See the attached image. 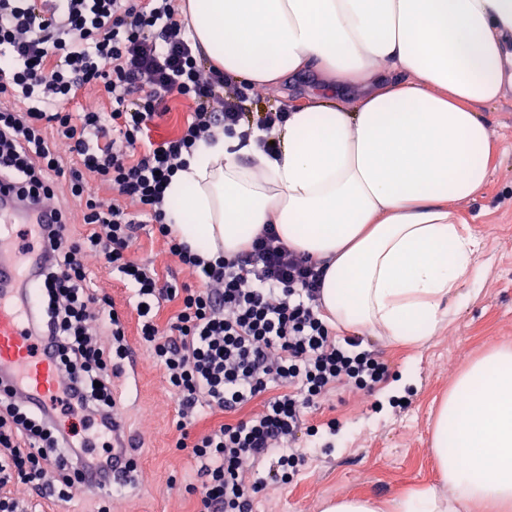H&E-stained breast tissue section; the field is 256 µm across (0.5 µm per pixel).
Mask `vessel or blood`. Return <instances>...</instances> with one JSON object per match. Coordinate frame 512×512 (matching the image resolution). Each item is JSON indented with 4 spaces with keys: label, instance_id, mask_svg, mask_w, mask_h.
Listing matches in <instances>:
<instances>
[{
    "label": "vessel or blood",
    "instance_id": "1",
    "mask_svg": "<svg viewBox=\"0 0 512 512\" xmlns=\"http://www.w3.org/2000/svg\"><path fill=\"white\" fill-rule=\"evenodd\" d=\"M50 208L24 207L15 202L8 183L0 182V384L32 408H39L56 388V375L28 332V313L12 299L26 267L36 264L41 252L29 239L14 237L18 224H49Z\"/></svg>",
    "mask_w": 512,
    "mask_h": 512
}]
</instances>
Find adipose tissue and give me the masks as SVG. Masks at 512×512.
<instances>
[{
	"label": "adipose tissue",
	"mask_w": 512,
	"mask_h": 512,
	"mask_svg": "<svg viewBox=\"0 0 512 512\" xmlns=\"http://www.w3.org/2000/svg\"><path fill=\"white\" fill-rule=\"evenodd\" d=\"M207 64L252 90L308 75L307 98L268 154L217 132L166 190L167 219L206 256L264 225L324 264L330 322L420 344L452 315L477 242L458 203L477 200L495 145L480 108L512 91V0H183ZM441 484L323 512H512V346L457 376L432 439Z\"/></svg>",
	"instance_id": "1"
}]
</instances>
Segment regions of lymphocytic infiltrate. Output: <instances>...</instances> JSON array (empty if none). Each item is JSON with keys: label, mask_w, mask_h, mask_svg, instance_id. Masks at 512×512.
I'll list each match as a JSON object with an SVG mask.
<instances>
[{"label": "lymphocytic infiltrate", "mask_w": 512, "mask_h": 512, "mask_svg": "<svg viewBox=\"0 0 512 512\" xmlns=\"http://www.w3.org/2000/svg\"><path fill=\"white\" fill-rule=\"evenodd\" d=\"M91 87L109 110L71 111ZM249 93L197 56L176 0H0V180L54 211L39 227L43 260L17 300L34 301L31 334L59 381L38 411L0 398V512L70 501L84 469L111 475L114 388L129 348L125 316L99 293L90 260L133 294L141 342L176 402V446L198 465L199 512H254L268 485L304 465L295 441L308 409L338 387L368 392L387 377L360 338H336L319 310L320 266L281 242L273 225L247 250L208 258L166 220L167 186L200 142L287 121L284 111L253 116ZM174 98L189 111L186 123L151 141ZM102 186L111 197L99 195ZM75 217L83 233L73 232ZM146 223L191 283L162 279L133 258ZM167 302L177 309L162 326ZM255 400L260 409L239 417ZM62 412L82 416L103 448L60 429ZM214 412L227 422L194 433ZM15 483L35 498L14 496Z\"/></svg>", "instance_id": "f902f5d3"}]
</instances>
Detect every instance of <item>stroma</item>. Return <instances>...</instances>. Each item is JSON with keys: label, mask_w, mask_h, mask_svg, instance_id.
I'll list each match as a JSON object with an SVG mask.
<instances>
[{"label": "stroma", "mask_w": 512, "mask_h": 512, "mask_svg": "<svg viewBox=\"0 0 512 512\" xmlns=\"http://www.w3.org/2000/svg\"><path fill=\"white\" fill-rule=\"evenodd\" d=\"M481 114L498 155L483 195L461 207L464 231L479 243L463 303L422 347L364 337V347L387 362L390 378L414 368V385L388 400L377 389L364 394L340 388L309 409L317 433L298 440L308 459L288 484L265 490L258 512H323L339 496L386 500L433 484L431 432L443 396L486 347L512 345V93ZM137 236L138 259L154 263L168 278L188 281L152 225H141ZM120 390L119 415L135 437L127 454L137 473L134 483L112 492V512H196V499L185 487L196 482L197 467L175 446L177 413L161 371L139 359Z\"/></svg>", "instance_id": "35a3bbf8"}]
</instances>
